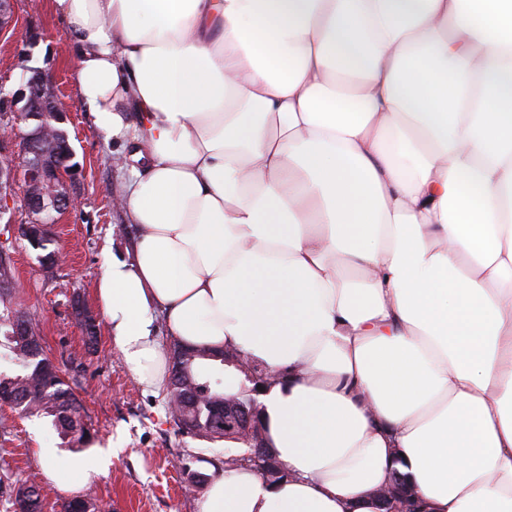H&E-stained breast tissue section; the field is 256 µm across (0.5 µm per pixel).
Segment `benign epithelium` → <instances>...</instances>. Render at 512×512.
<instances>
[{
    "mask_svg": "<svg viewBox=\"0 0 512 512\" xmlns=\"http://www.w3.org/2000/svg\"><path fill=\"white\" fill-rule=\"evenodd\" d=\"M13 2L0 0V38L13 27ZM55 120L65 123L66 114L59 109L54 87L42 69L30 70L12 95H0V135L14 139L18 146V152L0 158V215L10 209L19 194L25 212L23 225H34L44 233L48 225L58 223L59 215L76 205L64 180V167L49 157L46 146L49 122ZM211 409V424L226 431L238 430L254 440L252 458L262 476L279 474V461L264 442L256 402L247 407L229 395ZM397 483L394 477L373 492L378 512H424L409 489L402 492L403 502L397 501Z\"/></svg>",
    "mask_w": 512,
    "mask_h": 512,
    "instance_id": "1",
    "label": "benign epithelium"
}]
</instances>
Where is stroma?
<instances>
[{
  "label": "stroma",
  "mask_w": 512,
  "mask_h": 512,
  "mask_svg": "<svg viewBox=\"0 0 512 512\" xmlns=\"http://www.w3.org/2000/svg\"><path fill=\"white\" fill-rule=\"evenodd\" d=\"M15 27L0 38V91H16L30 68H45L80 173L73 186L78 203L51 225L54 247L64 261L45 267L39 250L19 238L24 219L15 202L0 221V246L19 284L9 299L31 319L44 356L80 401L91 440L67 445L48 417H27L0 402V512H12L6 492L23 482L45 490L44 512L83 497L110 512H197L212 476L224 467V444L179 430L172 421L168 391H145L123 366L94 299V285L107 258L130 247L134 227L112 203L130 181V164L117 145L92 123L76 82L77 58L52 0H15ZM94 319L89 339L77 313ZM61 459L71 491L53 488L43 470L45 456ZM105 456L108 466L80 482L77 464Z\"/></svg>",
  "instance_id": "35a3bbf8"
}]
</instances>
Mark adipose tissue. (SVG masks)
Returning <instances> with one entry per match:
<instances>
[{
    "instance_id": "ef3b65f1",
    "label": "adipose tissue",
    "mask_w": 512,
    "mask_h": 512,
    "mask_svg": "<svg viewBox=\"0 0 512 512\" xmlns=\"http://www.w3.org/2000/svg\"><path fill=\"white\" fill-rule=\"evenodd\" d=\"M138 233L94 297L149 390L176 342L273 375L288 471L198 512H512V0H52ZM398 478L394 476L391 482L380 489L373 492V497L378 504L379 512H424L421 509V504L412 490H405L401 492L403 496V503L397 501V486Z\"/></svg>"
}]
</instances>
